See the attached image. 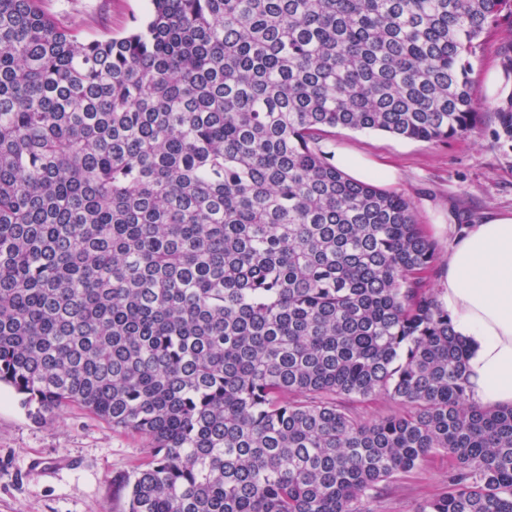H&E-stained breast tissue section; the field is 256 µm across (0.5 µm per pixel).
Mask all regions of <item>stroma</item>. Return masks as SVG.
I'll use <instances>...</instances> for the list:
<instances>
[{"mask_svg": "<svg viewBox=\"0 0 512 512\" xmlns=\"http://www.w3.org/2000/svg\"><path fill=\"white\" fill-rule=\"evenodd\" d=\"M60 26L88 38L117 36L148 13L149 0H40ZM500 37L472 58L478 127L445 143L407 140L380 131L337 130L323 137L324 152L389 167L387 190L403 194L418 224L448 255L449 226L477 224L488 214L512 210V143L496 135L492 103L501 71ZM144 441L112 429L92 414L68 409L37 423L8 388H0V512H126L118 482L146 459ZM446 455H431L422 469L399 475L366 512H416L448 483Z\"/></svg>", "mask_w": 512, "mask_h": 512, "instance_id": "1", "label": "stroma"}]
</instances>
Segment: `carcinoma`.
<instances>
[{
    "label": "carcinoma",
    "mask_w": 512,
    "mask_h": 512,
    "mask_svg": "<svg viewBox=\"0 0 512 512\" xmlns=\"http://www.w3.org/2000/svg\"><path fill=\"white\" fill-rule=\"evenodd\" d=\"M512 0H150L84 39L0 0V386L147 441L127 512H512V407L472 403L439 256L332 130L477 128ZM512 142V94L498 102ZM394 409L365 419L357 402ZM450 461L444 454H433L422 469L399 475L384 494L363 505L369 512H415L424 500L448 484Z\"/></svg>",
    "instance_id": "carcinoma-1"
}]
</instances>
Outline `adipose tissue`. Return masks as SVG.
Here are the masks:
<instances>
[{
	"instance_id": "adipose-tissue-1",
	"label": "adipose tissue",
	"mask_w": 512,
	"mask_h": 512,
	"mask_svg": "<svg viewBox=\"0 0 512 512\" xmlns=\"http://www.w3.org/2000/svg\"><path fill=\"white\" fill-rule=\"evenodd\" d=\"M440 301L468 347L471 400L483 407L512 406V213L449 235Z\"/></svg>"
}]
</instances>
